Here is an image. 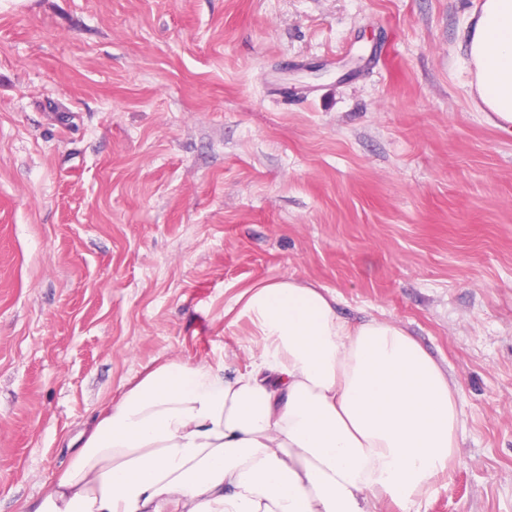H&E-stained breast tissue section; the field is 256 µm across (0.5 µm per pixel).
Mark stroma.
Here are the masks:
<instances>
[{
  "label": "stroma",
  "mask_w": 512,
  "mask_h": 512,
  "mask_svg": "<svg viewBox=\"0 0 512 512\" xmlns=\"http://www.w3.org/2000/svg\"><path fill=\"white\" fill-rule=\"evenodd\" d=\"M474 0H0V512L168 361L245 369L292 278L457 390L410 512H512V133ZM467 30L463 62L471 84L489 122L512 132V0H483Z\"/></svg>",
  "instance_id": "35a3bbf8"
}]
</instances>
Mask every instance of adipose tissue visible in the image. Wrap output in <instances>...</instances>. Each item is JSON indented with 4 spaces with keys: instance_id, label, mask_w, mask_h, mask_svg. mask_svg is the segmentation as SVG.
<instances>
[{
    "instance_id": "ef3b65f1",
    "label": "adipose tissue",
    "mask_w": 512,
    "mask_h": 512,
    "mask_svg": "<svg viewBox=\"0 0 512 512\" xmlns=\"http://www.w3.org/2000/svg\"><path fill=\"white\" fill-rule=\"evenodd\" d=\"M464 63L489 122L512 128V0L468 18ZM250 369L167 362L85 428L32 512H409L446 474L457 397L390 321L353 323L295 279L243 292Z\"/></svg>"
}]
</instances>
